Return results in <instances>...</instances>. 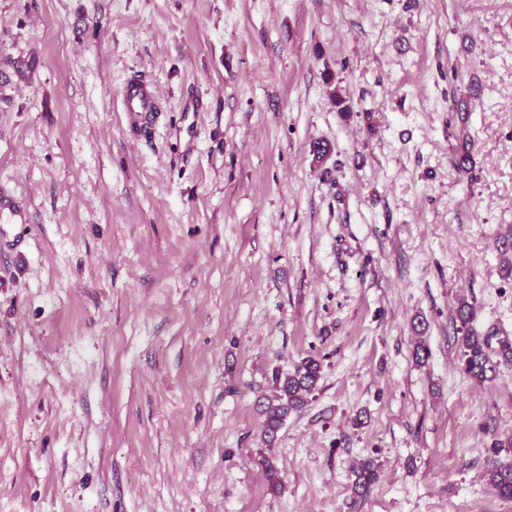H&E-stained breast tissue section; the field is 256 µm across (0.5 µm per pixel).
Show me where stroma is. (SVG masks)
<instances>
[{
  "label": "stroma",
  "instance_id": "1",
  "mask_svg": "<svg viewBox=\"0 0 512 512\" xmlns=\"http://www.w3.org/2000/svg\"><path fill=\"white\" fill-rule=\"evenodd\" d=\"M20 61L0 512H512L485 479L512 364L469 379L457 317L512 341V0H0ZM124 112H129L131 123L139 128H148L158 108V94L143 81L132 80L122 89ZM320 363L305 358L288 373L277 372L274 378V393L264 408L265 433L269 446L273 445L277 432L289 413L302 407L317 387L320 378Z\"/></svg>",
  "mask_w": 512,
  "mask_h": 512
}]
</instances>
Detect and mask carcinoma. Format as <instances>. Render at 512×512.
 <instances>
[{"instance_id": "cac0c4a2", "label": "carcinoma", "mask_w": 512, "mask_h": 512, "mask_svg": "<svg viewBox=\"0 0 512 512\" xmlns=\"http://www.w3.org/2000/svg\"><path fill=\"white\" fill-rule=\"evenodd\" d=\"M473 308L464 302L459 307V318L466 326L461 336V362L465 375L482 383L495 377L500 361H512V344L503 341L497 352L490 350V338L468 327ZM320 363L312 358H305L288 373L278 372L274 378V393L264 408L265 433L268 443H273L277 432L289 413L302 407L317 387L320 378ZM354 492L362 494L374 484L378 472L372 461H365L354 470ZM487 480L499 497L512 501V464L496 460L487 470Z\"/></svg>"}]
</instances>
